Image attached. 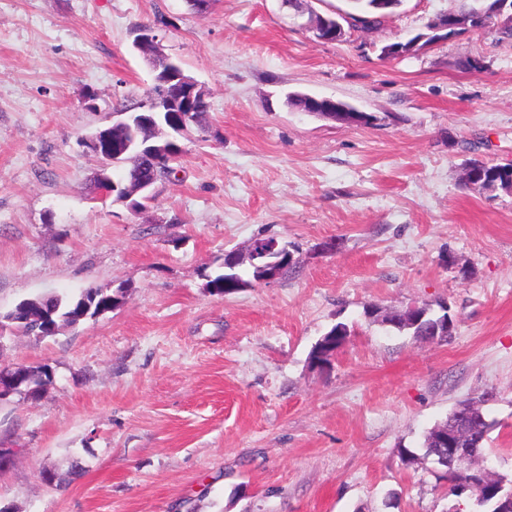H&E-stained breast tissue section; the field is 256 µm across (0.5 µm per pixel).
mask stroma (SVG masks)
<instances>
[{"instance_id":"stroma-1","label":"stroma","mask_w":512,"mask_h":512,"mask_svg":"<svg viewBox=\"0 0 512 512\" xmlns=\"http://www.w3.org/2000/svg\"><path fill=\"white\" fill-rule=\"evenodd\" d=\"M456 0H403L333 43L284 0H0V312L123 288L111 313L0 340L44 364L38 398L0 401L9 512H452L427 432L489 393L486 464L512 476V192L464 187L472 158L512 160V40L466 29L397 58ZM207 89L209 134L136 214L96 199L80 140L143 99L136 27ZM332 97L356 126L289 105ZM264 235L297 271L210 294L224 253ZM336 240L333 252L322 251ZM442 303L455 330L416 341L366 317ZM329 368L310 361L336 323ZM414 452L406 462L400 449ZM84 470L64 488L45 470Z\"/></svg>"}]
</instances>
